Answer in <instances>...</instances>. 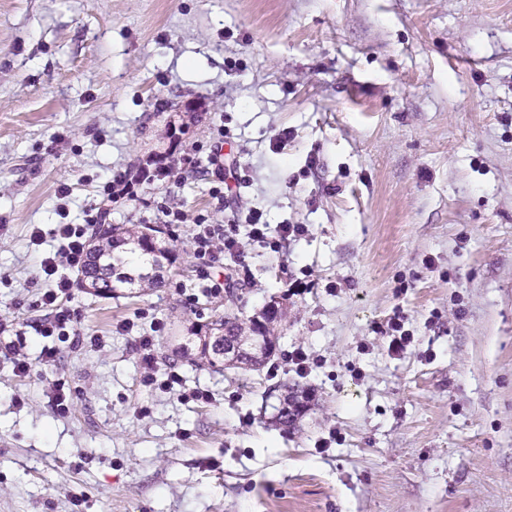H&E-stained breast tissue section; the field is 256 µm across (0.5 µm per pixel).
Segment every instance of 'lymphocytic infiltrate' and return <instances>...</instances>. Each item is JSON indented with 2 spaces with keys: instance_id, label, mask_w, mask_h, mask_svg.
Here are the masks:
<instances>
[{
  "instance_id": "obj_1",
  "label": "lymphocytic infiltrate",
  "mask_w": 512,
  "mask_h": 512,
  "mask_svg": "<svg viewBox=\"0 0 512 512\" xmlns=\"http://www.w3.org/2000/svg\"><path fill=\"white\" fill-rule=\"evenodd\" d=\"M166 175V170L161 168L152 170L144 167L134 172L116 171L103 182L101 200L85 210L83 223L54 226L49 234H52L57 246L52 253L39 259V274L46 284L41 295V304L48 311L47 317L39 326V333L46 343L34 358L21 352L14 344H6L5 351L1 354L11 361L16 374L28 375L36 361L46 365L55 362L61 343L71 341L90 348L100 345V337L80 335L76 327L75 312L69 305L74 288L71 274L82 270L86 260L87 227L106 223L114 202L121 199L133 200L136 184ZM192 249L194 257L210 267L223 264L225 258H234L241 254L239 242L225 235L220 225L208 223L203 216L194 223ZM135 343L139 352V364L143 370L144 385L164 391L181 385L182 378L174 368H159L154 356V336H138Z\"/></svg>"
}]
</instances>
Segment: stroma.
<instances>
[{
  "label": "stroma",
  "mask_w": 512,
  "mask_h": 512,
  "mask_svg": "<svg viewBox=\"0 0 512 512\" xmlns=\"http://www.w3.org/2000/svg\"><path fill=\"white\" fill-rule=\"evenodd\" d=\"M215 153L238 173L220 200ZM150 159L171 176L136 185L112 223L174 204L189 221L165 225L167 248L192 260L203 214L242 258L142 295L75 288L103 347L62 344L26 377L0 358V512H512V0H0L13 344L43 342L38 259L55 243L31 225L82 223L108 175ZM251 208L306 232L257 244ZM218 279L243 317L285 311L261 371L178 352L223 304L205 296ZM399 310L412 342L393 356ZM158 320L159 366L211 402L142 385L135 338ZM287 382L313 398L285 432Z\"/></svg>",
  "instance_id": "stroma-1"
}]
</instances>
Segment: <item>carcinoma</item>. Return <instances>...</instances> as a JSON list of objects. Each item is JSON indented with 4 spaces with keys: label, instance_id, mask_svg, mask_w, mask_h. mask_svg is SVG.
<instances>
[{
    "label": "carcinoma",
    "instance_id": "cac0c4a2",
    "mask_svg": "<svg viewBox=\"0 0 512 512\" xmlns=\"http://www.w3.org/2000/svg\"><path fill=\"white\" fill-rule=\"evenodd\" d=\"M144 224H97L92 229L90 241L94 250L89 252L87 263L82 270L81 286L94 295L112 292L117 288L153 290L163 283L157 255L166 257L169 265L179 260V255L167 248L159 247L156 238L145 233ZM234 294H229V305L224 312L214 314L207 324H196L188 328V339L196 347L193 366L199 370L222 371L227 366L237 367L238 359L224 363V340L238 341L254 336L263 337L267 343L277 342V325L282 321L284 311L264 309L259 316L243 319L230 310ZM298 399L297 393L287 391L282 395L283 406L278 413V424L285 431L295 422V410L288 409V401Z\"/></svg>",
    "mask_w": 512,
    "mask_h": 512
}]
</instances>
